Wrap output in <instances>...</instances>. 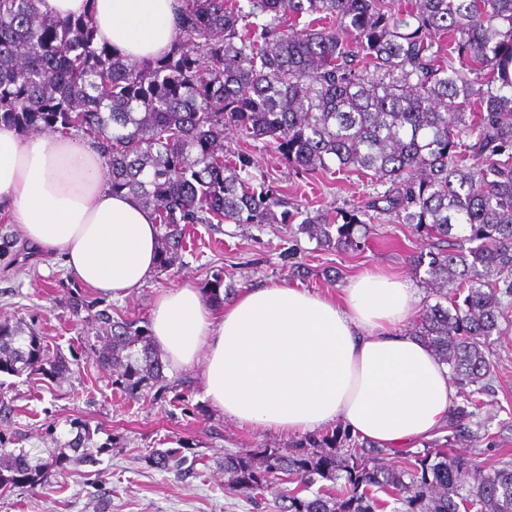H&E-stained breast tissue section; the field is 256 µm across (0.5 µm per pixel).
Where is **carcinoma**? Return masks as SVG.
Returning a JSON list of instances; mask_svg holds the SVG:
<instances>
[{
	"label": "carcinoma",
	"mask_w": 512,
	"mask_h": 512,
	"mask_svg": "<svg viewBox=\"0 0 512 512\" xmlns=\"http://www.w3.org/2000/svg\"><path fill=\"white\" fill-rule=\"evenodd\" d=\"M41 2L0 0V122L88 138L112 191L152 211L161 271L194 224L296 222L317 247L344 251L365 245L371 211L413 225L430 249L411 264L449 305L427 306L411 331L461 387H474L451 414L453 436L475 447L492 440L464 420L491 376L490 338L512 323L503 303L512 296V0H414L405 12L387 0H180L171 48L143 60L98 45L90 15H48ZM303 15L312 20L299 29ZM230 131L270 139L298 170L369 174L386 189L351 210H303L255 183L250 155L224 156ZM64 287L73 314L100 324L89 350L122 368L115 384L129 394L164 389L147 328L114 319L73 279ZM203 291L214 303L235 294L220 270ZM69 369L44 337L0 321V373L54 379ZM70 425L68 447H86V423ZM12 443L0 430V493L33 490L68 461L34 464L7 450ZM193 449H157L152 462L180 474L193 468ZM388 455L335 428L294 451L227 454L224 473L259 509L270 483H298L275 512H512V463L486 471L447 437L405 468L386 465ZM320 479L331 485L300 495ZM340 479L349 491L335 490Z\"/></svg>",
	"instance_id": "cac0c4a2"
}]
</instances>
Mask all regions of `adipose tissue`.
I'll return each mask as SVG.
<instances>
[{"label":"adipose tissue","mask_w":512,"mask_h":512,"mask_svg":"<svg viewBox=\"0 0 512 512\" xmlns=\"http://www.w3.org/2000/svg\"><path fill=\"white\" fill-rule=\"evenodd\" d=\"M178 0H42L52 15L91 12L98 44L157 57L175 37ZM0 206L23 237L61 252L72 278L124 301L158 271L151 211L103 179L86 140L0 124ZM416 290L368 273L340 298L303 288H249L222 306L177 286L154 300L149 333L173 366H201L209 404L239 422L299 435L343 422L381 448L416 446L447 426L458 388L447 366L405 331Z\"/></svg>","instance_id":"adipose-tissue-1"}]
</instances>
